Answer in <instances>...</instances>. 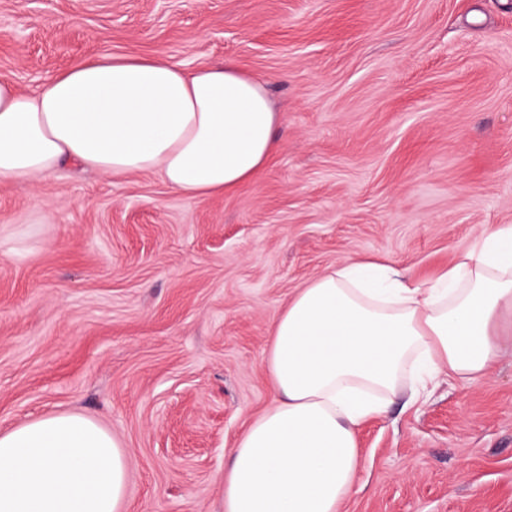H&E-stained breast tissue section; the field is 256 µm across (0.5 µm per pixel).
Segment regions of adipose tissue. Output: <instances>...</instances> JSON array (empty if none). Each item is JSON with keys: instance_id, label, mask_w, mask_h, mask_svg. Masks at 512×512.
Wrapping results in <instances>:
<instances>
[{"instance_id": "obj_1", "label": "adipose tissue", "mask_w": 512, "mask_h": 512, "mask_svg": "<svg viewBox=\"0 0 512 512\" xmlns=\"http://www.w3.org/2000/svg\"><path fill=\"white\" fill-rule=\"evenodd\" d=\"M265 85L234 65L186 70L102 53L34 92L0 80V181L28 186L65 164L120 178L156 173L196 198L249 181L276 149ZM512 343V225L427 283L349 259L300 289L270 328L274 402L238 439L224 512H340L358 430L403 387L484 377ZM129 452L76 412L0 433V512H120Z\"/></svg>"}]
</instances>
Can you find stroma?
<instances>
[{
  "label": "stroma",
  "instance_id": "stroma-1",
  "mask_svg": "<svg viewBox=\"0 0 512 512\" xmlns=\"http://www.w3.org/2000/svg\"><path fill=\"white\" fill-rule=\"evenodd\" d=\"M103 52L234 62L278 148L221 197L69 166L0 183V432L82 413L130 452L122 512H224L296 291L348 259L423 280L512 225V0H0L19 89ZM358 443L341 512H512V348Z\"/></svg>",
  "mask_w": 512,
  "mask_h": 512
}]
</instances>
